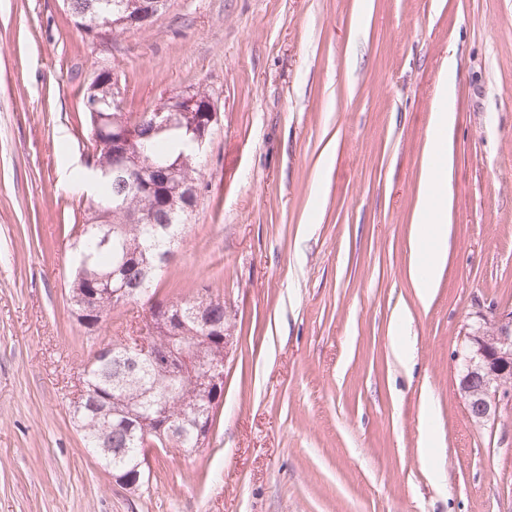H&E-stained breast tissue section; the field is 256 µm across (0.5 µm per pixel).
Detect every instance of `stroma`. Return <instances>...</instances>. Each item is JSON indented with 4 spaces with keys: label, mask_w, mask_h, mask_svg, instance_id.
Segmentation results:
<instances>
[{
    "label": "stroma",
    "mask_w": 512,
    "mask_h": 512,
    "mask_svg": "<svg viewBox=\"0 0 512 512\" xmlns=\"http://www.w3.org/2000/svg\"><path fill=\"white\" fill-rule=\"evenodd\" d=\"M100 64L127 111L199 87L220 113L156 288L223 298L224 399L136 490L70 414L141 312L90 333L68 306ZM445 84L448 256L424 303L412 218ZM488 307L512 309V0H171L106 52L63 0H0V512H512V417L473 424L456 386Z\"/></svg>",
    "instance_id": "1"
}]
</instances>
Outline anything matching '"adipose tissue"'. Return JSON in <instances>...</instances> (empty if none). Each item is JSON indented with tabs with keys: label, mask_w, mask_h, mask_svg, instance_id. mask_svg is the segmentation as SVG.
Returning <instances> with one entry per match:
<instances>
[{
	"label": "adipose tissue",
	"mask_w": 512,
	"mask_h": 512,
	"mask_svg": "<svg viewBox=\"0 0 512 512\" xmlns=\"http://www.w3.org/2000/svg\"><path fill=\"white\" fill-rule=\"evenodd\" d=\"M455 123L450 92H443L431 117L429 149L423 167L420 203L411 248L416 261L411 278L421 301H428L435 275L448 247V168L443 146Z\"/></svg>",
	"instance_id": "ef3b65f1"
}]
</instances>
